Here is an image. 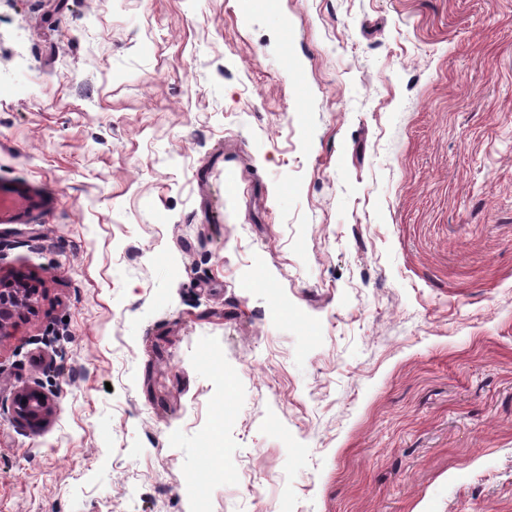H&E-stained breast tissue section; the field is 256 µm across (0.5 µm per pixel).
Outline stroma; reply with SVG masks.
<instances>
[{
  "mask_svg": "<svg viewBox=\"0 0 512 512\" xmlns=\"http://www.w3.org/2000/svg\"><path fill=\"white\" fill-rule=\"evenodd\" d=\"M273 2L0 0V512H512V0ZM37 206L35 198L23 189H5L0 183V223L28 224L23 221ZM28 290V289H27ZM29 290L24 288L0 289V335H5V329L11 324L15 314L26 304ZM10 326H14L11 324Z\"/></svg>",
  "mask_w": 512,
  "mask_h": 512,
  "instance_id": "1",
  "label": "stroma"
}]
</instances>
